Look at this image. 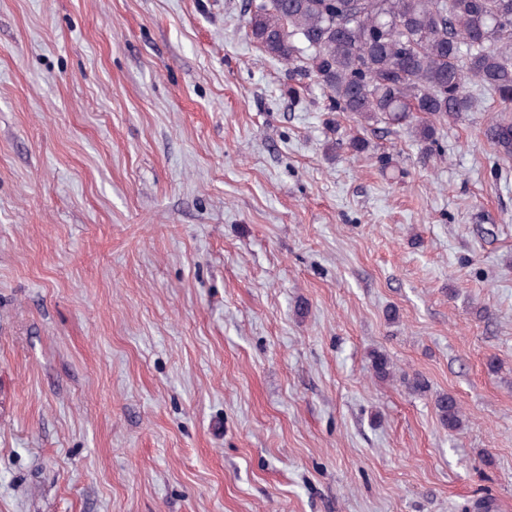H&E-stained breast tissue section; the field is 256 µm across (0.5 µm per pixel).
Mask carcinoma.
<instances>
[{
  "label": "carcinoma",
  "mask_w": 512,
  "mask_h": 512,
  "mask_svg": "<svg viewBox=\"0 0 512 512\" xmlns=\"http://www.w3.org/2000/svg\"><path fill=\"white\" fill-rule=\"evenodd\" d=\"M247 27L262 54L327 94L330 111L411 128L428 149L473 110L472 88L512 105V0H264ZM483 136L512 159L511 119L490 117ZM371 367L390 378L387 355L373 352ZM435 408L448 431L460 429L453 395Z\"/></svg>",
  "instance_id": "obj_1"
}]
</instances>
